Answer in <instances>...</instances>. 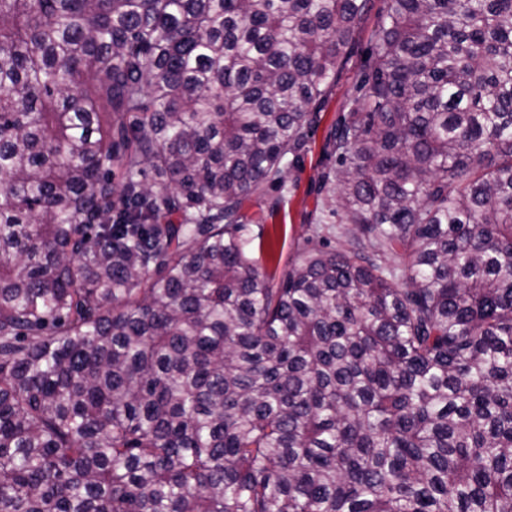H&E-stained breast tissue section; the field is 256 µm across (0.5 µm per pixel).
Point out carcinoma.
<instances>
[{
    "mask_svg": "<svg viewBox=\"0 0 512 512\" xmlns=\"http://www.w3.org/2000/svg\"><path fill=\"white\" fill-rule=\"evenodd\" d=\"M372 11L0 0V512H512V0L376 14L345 246L241 224Z\"/></svg>",
    "mask_w": 512,
    "mask_h": 512,
    "instance_id": "1",
    "label": "carcinoma"
}]
</instances>
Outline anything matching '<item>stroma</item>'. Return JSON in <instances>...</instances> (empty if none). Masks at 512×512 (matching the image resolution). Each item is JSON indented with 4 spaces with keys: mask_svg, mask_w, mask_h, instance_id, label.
Wrapping results in <instances>:
<instances>
[{
    "mask_svg": "<svg viewBox=\"0 0 512 512\" xmlns=\"http://www.w3.org/2000/svg\"><path fill=\"white\" fill-rule=\"evenodd\" d=\"M365 58L366 50L361 47L343 65L325 103L311 149L286 171L284 185L266 184L243 203L241 213L252 239V254L273 281H280L297 251L313 234L319 217L316 186L325 163V137L341 107L352 97Z\"/></svg>",
    "mask_w": 512,
    "mask_h": 512,
    "instance_id": "1",
    "label": "stroma"
}]
</instances>
